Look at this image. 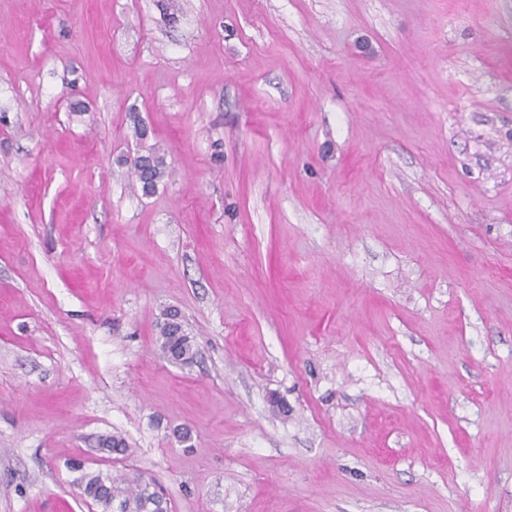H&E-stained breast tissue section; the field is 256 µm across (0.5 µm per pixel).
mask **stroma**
Masks as SVG:
<instances>
[{"instance_id":"35a3bbf8","label":"stroma","mask_w":512,"mask_h":512,"mask_svg":"<svg viewBox=\"0 0 512 512\" xmlns=\"http://www.w3.org/2000/svg\"><path fill=\"white\" fill-rule=\"evenodd\" d=\"M85 472L512 512V0H0V512ZM132 121L133 136L139 141V149L130 161V173L141 184L142 192L145 195H152L156 193L158 186L168 176L169 166L165 153L156 144L148 145L146 143L148 128L137 111H132ZM144 165H147L150 172V177L145 180L139 172ZM158 329L157 344L164 359L184 366L194 363L197 345L176 310L168 308L161 313Z\"/></svg>"}]
</instances>
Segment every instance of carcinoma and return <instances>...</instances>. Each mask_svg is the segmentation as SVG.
Wrapping results in <instances>:
<instances>
[{"mask_svg":"<svg viewBox=\"0 0 512 512\" xmlns=\"http://www.w3.org/2000/svg\"><path fill=\"white\" fill-rule=\"evenodd\" d=\"M133 136L139 149L130 161V173L141 184L146 195L156 193L158 186L168 176L166 155L154 144H147L148 128L139 113L132 112ZM157 344L161 356L171 362L189 366L198 355L192 336L185 329L182 317L172 308L161 313L158 323ZM81 494L96 504L101 512H163L166 501L152 483L126 477L85 473L79 480Z\"/></svg>","mask_w":512,"mask_h":512,"instance_id":"1","label":"carcinoma"}]
</instances>
